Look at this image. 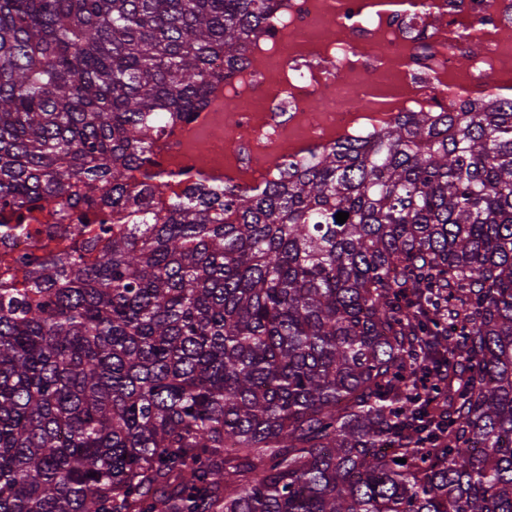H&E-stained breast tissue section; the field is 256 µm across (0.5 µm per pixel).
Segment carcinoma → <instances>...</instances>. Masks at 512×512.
Wrapping results in <instances>:
<instances>
[{
  "label": "carcinoma",
  "instance_id": "obj_1",
  "mask_svg": "<svg viewBox=\"0 0 512 512\" xmlns=\"http://www.w3.org/2000/svg\"><path fill=\"white\" fill-rule=\"evenodd\" d=\"M276 8L0 0V512H512V99L152 210ZM53 224L31 223V235H17L11 238L5 247L0 244V278L1 274L11 268L15 260L28 254H42L71 249L74 245L70 237L61 234L49 235L47 226ZM38 230V232L36 231Z\"/></svg>",
  "mask_w": 512,
  "mask_h": 512
}]
</instances>
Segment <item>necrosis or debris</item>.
Segmentation results:
<instances>
[{
	"mask_svg": "<svg viewBox=\"0 0 512 512\" xmlns=\"http://www.w3.org/2000/svg\"><path fill=\"white\" fill-rule=\"evenodd\" d=\"M371 0H281L277 24L261 34L242 75L216 84L208 103L174 121L157 143L170 190L197 180L253 188L275 166H299L350 134L383 120L358 108L379 85L392 87L393 112L420 107L463 112L489 95L512 93V0H435L400 21L375 14ZM479 56L462 63L471 45ZM333 84V97L319 99ZM240 134L226 138V122ZM0 246V275L16 259L71 249L73 241L32 223Z\"/></svg>",
	"mask_w": 512,
	"mask_h": 512,
	"instance_id": "1",
	"label": "necrosis or debris"
}]
</instances>
